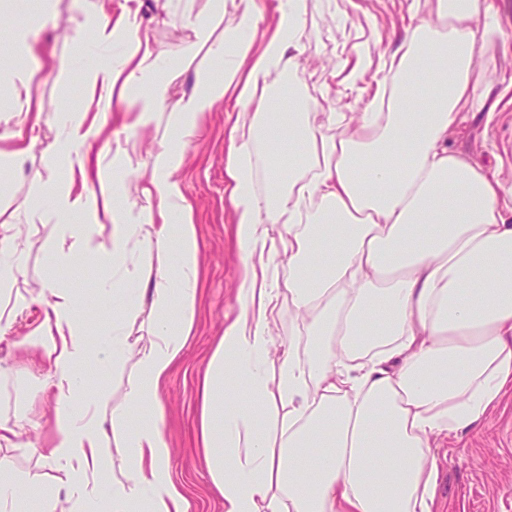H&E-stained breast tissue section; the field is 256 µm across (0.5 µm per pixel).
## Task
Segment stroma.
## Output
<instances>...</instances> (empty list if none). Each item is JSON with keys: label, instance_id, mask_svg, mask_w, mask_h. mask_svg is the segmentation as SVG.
<instances>
[{"label": "stroma", "instance_id": "35a3bbf8", "mask_svg": "<svg viewBox=\"0 0 512 512\" xmlns=\"http://www.w3.org/2000/svg\"><path fill=\"white\" fill-rule=\"evenodd\" d=\"M41 2L9 0L8 11L0 14V44L9 43L13 31L34 16L42 18L36 59L0 53V133L14 134L13 139L0 140V154H8L20 144L31 148L21 163H0V235L20 236L16 289L35 294L48 277L64 280L79 293V314L89 336L95 338L111 327L119 311L112 301L97 294L109 271L90 258L62 269L52 266L44 245L53 238L55 223L33 222L31 214L53 212L56 203L43 195L32 173L40 171L44 179L62 185L68 180L67 169L46 151L56 138L59 108L86 113L91 119L106 118V130L93 141L91 151L107 164L112 161L115 138L129 134V117L87 96V75L97 40L85 26L82 0H56L54 10L46 15L40 12ZM492 2L503 17V36L501 44L484 55L482 64L486 79L504 87L512 82V0ZM307 4L304 53L296 81L308 109L318 113L359 111L374 92L376 76L382 75L401 44L412 16V0H307ZM207 5L208 0H141L138 20L150 29L152 54L175 66L174 96L192 90L196 73L224 75L223 61L193 47L195 36L188 17L206 10ZM361 57L371 65L356 84L347 87L332 76L337 63L352 65ZM23 70L32 74L33 104L42 107L36 121L27 117L13 92V76ZM238 118L234 102H224L205 118L200 133L184 147V194L201 242L199 289L194 330L184 360L162 383L159 397L167 414L173 474L192 503L191 512H224V500L207 470L194 463L199 418L196 382L225 322L240 312L236 290L248 263L236 240L225 175L229 130ZM451 145L490 170H512V99L502 98L490 119L482 113L463 114ZM42 316L43 304L35 300L0 337V368L8 371L0 377V416L16 422L28 445L20 451L0 440V457L10 458L27 486L35 488L57 486L60 476L38 454L51 444L55 399L49 392L31 391L28 380L32 374L45 376L48 368L35 350L23 344ZM435 453L439 475L434 512H512V391L490 410L478 430L444 439Z\"/></svg>", "mask_w": 512, "mask_h": 512}]
</instances>
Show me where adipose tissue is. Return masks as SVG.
<instances>
[{
  "instance_id": "ef3b65f1",
  "label": "adipose tissue",
  "mask_w": 512,
  "mask_h": 512,
  "mask_svg": "<svg viewBox=\"0 0 512 512\" xmlns=\"http://www.w3.org/2000/svg\"><path fill=\"white\" fill-rule=\"evenodd\" d=\"M208 3L193 30L211 54L234 50L223 78L197 73L193 90L173 98L163 60L148 51L101 58L89 77V98L115 100L132 129L169 114L174 135L159 141L149 178L136 186L142 212L117 205L107 166L90 161L88 140L103 123L63 117L80 177L96 178L100 192H57L58 214L79 218L84 231L73 241L59 225L50 258L110 264L98 294L120 298L121 310L109 334L89 343L71 288L48 285L35 343L56 396L44 458L65 480L62 490H39L40 512H97L103 487L108 512L190 510L172 478L158 389L184 356L198 294L184 144L227 99L242 111L226 161L237 242L251 258L282 254L288 278L265 259L252 271L209 361L201 448L224 512H433L436 442L480 427L512 389V185L449 145L462 110L484 111L497 94L480 59L499 42V21L487 0H425L363 112H331L320 125L298 94L287 119L272 111L270 78L296 72L307 0H279L265 34L244 6L219 39L224 0ZM107 4L85 0L101 43L127 34L149 42L148 30ZM291 149L301 162L285 173L280 155ZM147 244L162 260L149 293L132 259ZM284 301L304 344L286 346L273 373L270 323ZM144 314L153 334L129 347L127 330ZM93 357L128 369L120 402L109 389L85 388ZM115 442L129 458L119 480L109 462Z\"/></svg>"
}]
</instances>
